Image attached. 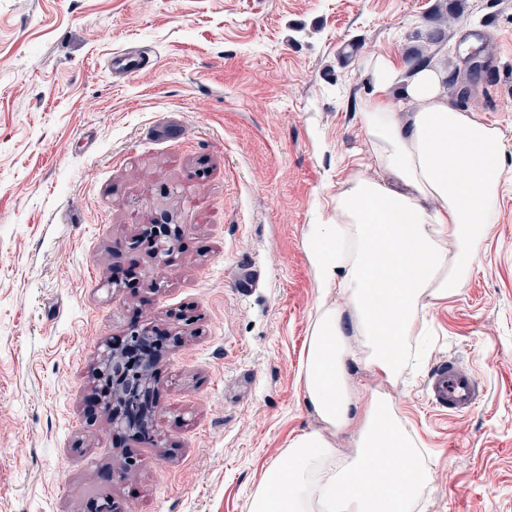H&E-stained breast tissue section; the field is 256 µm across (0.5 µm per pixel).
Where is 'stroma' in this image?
I'll list each match as a JSON object with an SVG mask.
<instances>
[{
	"label": "stroma",
	"instance_id": "stroma-1",
	"mask_svg": "<svg viewBox=\"0 0 512 512\" xmlns=\"http://www.w3.org/2000/svg\"><path fill=\"white\" fill-rule=\"evenodd\" d=\"M441 5L459 17L434 61L499 129L504 200L387 389L431 474L413 512H512V0H0V512H87L96 493L118 512H249L321 426L300 381L319 303L305 241L370 162L365 63L404 62ZM131 46L155 67L112 80ZM163 215L188 232L159 267L136 239ZM134 324L164 339L156 429L135 441L91 401ZM444 358L475 375L472 412L428 405Z\"/></svg>",
	"mask_w": 512,
	"mask_h": 512
}]
</instances>
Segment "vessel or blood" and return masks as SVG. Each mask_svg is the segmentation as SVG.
Listing matches in <instances>:
<instances>
[{
    "label": "vessel or blood",
    "instance_id": "1",
    "mask_svg": "<svg viewBox=\"0 0 512 512\" xmlns=\"http://www.w3.org/2000/svg\"><path fill=\"white\" fill-rule=\"evenodd\" d=\"M152 63L149 52L127 48L113 51L107 60V68L113 76L127 78L147 69ZM426 397L436 411L458 415L476 407L479 393L469 369L454 361L443 360L428 377Z\"/></svg>",
    "mask_w": 512,
    "mask_h": 512
}]
</instances>
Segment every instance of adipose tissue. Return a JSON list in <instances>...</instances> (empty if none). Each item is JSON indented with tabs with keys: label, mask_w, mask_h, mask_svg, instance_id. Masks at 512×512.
Segmentation results:
<instances>
[{
	"label": "adipose tissue",
	"mask_w": 512,
	"mask_h": 512,
	"mask_svg": "<svg viewBox=\"0 0 512 512\" xmlns=\"http://www.w3.org/2000/svg\"><path fill=\"white\" fill-rule=\"evenodd\" d=\"M366 75L362 124L376 173L344 180L335 222L305 243L321 301L302 379L322 426L291 439L250 512H411L430 480L391 397H357L347 365L390 383L407 368L423 312L460 293L496 220L505 146L449 100L437 66L407 75L374 57ZM349 430L354 451L338 454L332 438Z\"/></svg>",
	"instance_id": "adipose-tissue-1"
}]
</instances>
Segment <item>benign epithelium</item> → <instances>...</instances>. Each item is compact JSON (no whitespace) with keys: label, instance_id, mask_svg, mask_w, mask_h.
<instances>
[{"label":"benign epithelium","instance_id":"7a95c632","mask_svg":"<svg viewBox=\"0 0 512 512\" xmlns=\"http://www.w3.org/2000/svg\"><path fill=\"white\" fill-rule=\"evenodd\" d=\"M184 228L180 225L146 224L139 234V242L153 248L164 243L166 253L155 254L162 263L166 262L178 249ZM153 361L148 360L134 376L124 373L121 351L107 347L100 355L93 370L95 379L112 381V395L107 398L103 411L112 413V424L134 435L149 429L151 416L145 410L144 400L151 391L153 380L151 368Z\"/></svg>","mask_w":512,"mask_h":512}]
</instances>
